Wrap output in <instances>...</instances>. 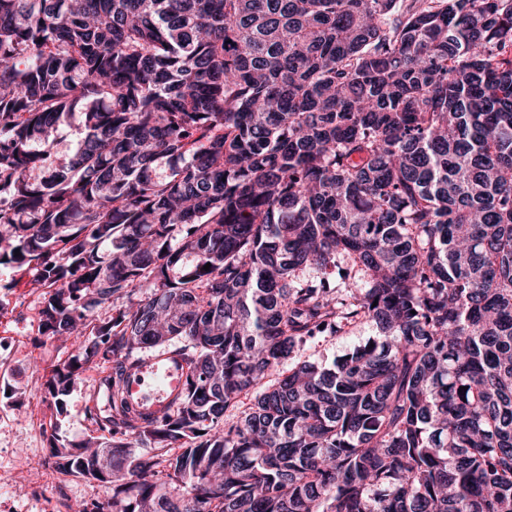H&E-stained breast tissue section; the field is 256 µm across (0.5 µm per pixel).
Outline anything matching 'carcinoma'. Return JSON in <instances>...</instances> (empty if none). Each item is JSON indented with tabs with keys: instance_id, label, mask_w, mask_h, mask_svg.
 I'll return each instance as SVG.
<instances>
[{
	"instance_id": "carcinoma-1",
	"label": "carcinoma",
	"mask_w": 512,
	"mask_h": 512,
	"mask_svg": "<svg viewBox=\"0 0 512 512\" xmlns=\"http://www.w3.org/2000/svg\"><path fill=\"white\" fill-rule=\"evenodd\" d=\"M1 264L105 373L74 512H512V0H0ZM375 334V327L365 322L346 328L338 336L316 337L292 353L288 359V366L303 361L331 363L334 359L343 355L355 343L365 341ZM160 352L152 350L143 353L141 357L147 359L139 364L128 382L131 402L150 410L166 404L182 389L184 379L181 361L171 354L153 356Z\"/></svg>"
}]
</instances>
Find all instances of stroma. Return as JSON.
I'll return each instance as SVG.
<instances>
[{"label": "stroma", "mask_w": 512, "mask_h": 512, "mask_svg": "<svg viewBox=\"0 0 512 512\" xmlns=\"http://www.w3.org/2000/svg\"><path fill=\"white\" fill-rule=\"evenodd\" d=\"M40 302L29 276L0 266V497L4 499L14 495L16 474H24L32 484L41 482L51 435L77 445L92 431L85 410L99 390L98 372L81 374L64 411H57L45 394L51 369L72 359L75 351L41 334ZM375 333L372 324L359 323L340 335L309 341L292 353L290 361L328 364Z\"/></svg>", "instance_id": "stroma-1"}]
</instances>
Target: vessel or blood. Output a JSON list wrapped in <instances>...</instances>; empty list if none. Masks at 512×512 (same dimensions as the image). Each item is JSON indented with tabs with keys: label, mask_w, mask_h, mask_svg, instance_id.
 <instances>
[{
	"label": "vessel or blood",
	"mask_w": 512,
	"mask_h": 512,
	"mask_svg": "<svg viewBox=\"0 0 512 512\" xmlns=\"http://www.w3.org/2000/svg\"><path fill=\"white\" fill-rule=\"evenodd\" d=\"M184 369L177 357L166 354L142 361L128 382L132 403L155 410L178 393L183 384Z\"/></svg>",
	"instance_id": "b4317fda"
}]
</instances>
